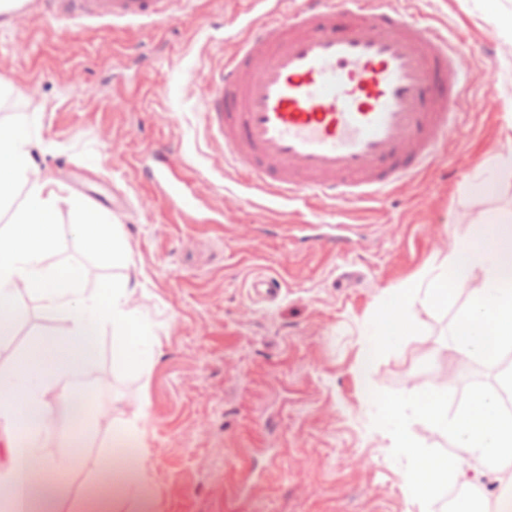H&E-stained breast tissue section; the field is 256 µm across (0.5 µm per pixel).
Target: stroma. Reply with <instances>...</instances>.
Listing matches in <instances>:
<instances>
[{
  "label": "stroma",
  "instance_id": "35a3bbf8",
  "mask_svg": "<svg viewBox=\"0 0 512 512\" xmlns=\"http://www.w3.org/2000/svg\"><path fill=\"white\" fill-rule=\"evenodd\" d=\"M413 19L460 34L461 71L477 78L464 124L432 167L375 202L292 205L240 184L197 110L209 79L234 52L260 0H195L194 18L147 26L65 25L40 5L0 26V125L39 115L35 166L67 193L111 211L126 262L100 264L78 237L52 261L80 265L86 288L119 276L162 346L140 374L112 363V330L97 331L98 372L78 394L94 412L80 465L59 483L61 512L107 487L102 472L125 434L130 483L155 512H444L407 501L403 463L374 428L371 391L431 386L461 399L475 381L497 385L500 364L459 356L448 334L467 301L425 317L420 334L371 362V318L391 288L483 224L512 222V179L493 160L512 147V40L482 0H393ZM174 150L196 202L174 214L146 176L144 149ZM95 164H88V155ZM277 280L269 302L251 291ZM24 312L0 338V365L67 319L21 294ZM144 408L136 434L128 419Z\"/></svg>",
  "mask_w": 512,
  "mask_h": 512
}]
</instances>
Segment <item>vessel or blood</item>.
Masks as SVG:
<instances>
[{"label": "vessel or blood", "instance_id": "vessel-or-blood-1", "mask_svg": "<svg viewBox=\"0 0 512 512\" xmlns=\"http://www.w3.org/2000/svg\"><path fill=\"white\" fill-rule=\"evenodd\" d=\"M59 22L153 24L192 0H45ZM464 44L387 0H300L246 26L201 103L206 134L248 184L289 201H374L433 161L468 91ZM149 180L175 209L188 182L152 153Z\"/></svg>", "mask_w": 512, "mask_h": 512}]
</instances>
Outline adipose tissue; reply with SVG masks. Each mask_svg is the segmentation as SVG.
<instances>
[{
  "label": "adipose tissue",
  "mask_w": 512,
  "mask_h": 512,
  "mask_svg": "<svg viewBox=\"0 0 512 512\" xmlns=\"http://www.w3.org/2000/svg\"><path fill=\"white\" fill-rule=\"evenodd\" d=\"M29 126L0 125V210L9 209V228L0 231V336L9 335L20 312L18 297L36 295L46 309L70 321L67 334L38 338L22 361L0 368V427L9 437V463L0 474L7 486L11 512H58L54 489L44 488L46 467L66 475L70 460L48 464L39 440L50 435L58 418L56 399L49 392L56 378L76 381L96 371L94 333L112 330L114 365L129 373L142 372L160 341L132 308L127 281H101L86 290L81 268L50 262L63 233L81 235L87 248L105 264L123 265L125 254L118 225L102 208L64 195L52 178L32 162ZM73 223L60 225L61 208ZM148 492L114 482L111 493L85 503L82 512H150Z\"/></svg>",
  "instance_id": "adipose-tissue-1"
}]
</instances>
